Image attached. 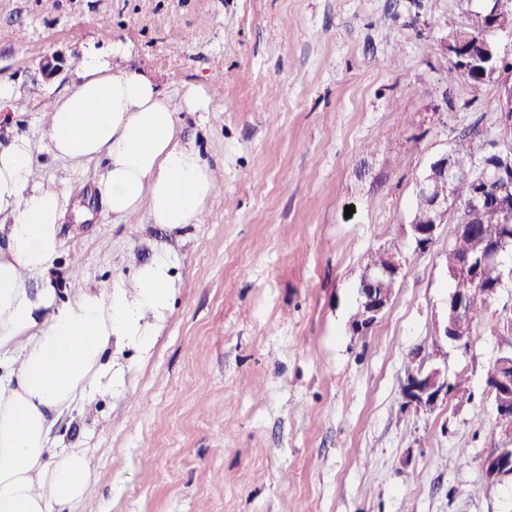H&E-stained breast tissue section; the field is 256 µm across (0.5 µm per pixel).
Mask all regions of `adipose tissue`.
<instances>
[{
    "mask_svg": "<svg viewBox=\"0 0 512 512\" xmlns=\"http://www.w3.org/2000/svg\"><path fill=\"white\" fill-rule=\"evenodd\" d=\"M111 55L85 49L77 83L51 106L47 136L55 157L79 167L104 160L98 182L106 211L144 210L155 224L197 221L216 185L207 159L179 136V116L205 112L201 87L172 99L143 74L114 69ZM70 189L34 177L30 141L0 147V512H70L94 478L85 451L50 445L74 403L112 391V339L153 335L174 292L169 259L133 267L129 277L56 302L48 275L61 247Z\"/></svg>",
    "mask_w": 512,
    "mask_h": 512,
    "instance_id": "adipose-tissue-1",
    "label": "adipose tissue"
}]
</instances>
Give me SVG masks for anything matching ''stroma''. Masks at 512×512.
<instances>
[{
    "label": "stroma",
    "mask_w": 512,
    "mask_h": 512,
    "mask_svg": "<svg viewBox=\"0 0 512 512\" xmlns=\"http://www.w3.org/2000/svg\"><path fill=\"white\" fill-rule=\"evenodd\" d=\"M481 0H0V145L28 137L40 177L91 186V219L67 217L50 271L59 301L168 254L172 305L149 345L112 344V393L74 404L64 448L96 476L76 512H512V476L481 462L506 442L486 393L512 352V283L469 339L431 357L447 313L454 224L415 251V178L476 126L512 142L486 101L503 76L447 81L445 38ZM127 45L185 112L219 186L201 220L171 229L118 221L82 167L48 149L47 102L72 85L87 45ZM58 57L45 77L40 63ZM223 76V91L214 79ZM353 214H346V207ZM399 251L405 276L367 333L349 320L368 254ZM474 393L403 410L410 353Z\"/></svg>",
    "instance_id": "stroma-1"
}]
</instances>
